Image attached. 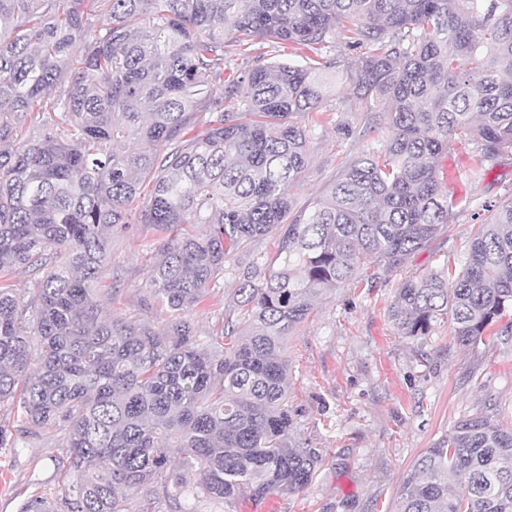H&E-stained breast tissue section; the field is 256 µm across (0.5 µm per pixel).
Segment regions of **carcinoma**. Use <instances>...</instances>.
<instances>
[{
    "mask_svg": "<svg viewBox=\"0 0 512 512\" xmlns=\"http://www.w3.org/2000/svg\"><path fill=\"white\" fill-rule=\"evenodd\" d=\"M342 31L369 47L354 102L389 135L296 212L310 137L296 117L321 111ZM228 37L272 39L281 59L226 84ZM454 140L476 145V176L512 152V0H0V406L18 412L0 448L65 441L56 488L21 512L308 486L323 456L288 442L286 339L324 296L393 276L448 230L459 202L435 161ZM133 224L167 237L147 279L162 331L102 311L112 236ZM273 231L275 258L236 270L238 323L198 335L190 315L227 259ZM509 310L512 201L461 268L405 278L387 313L400 336L446 321L471 345ZM396 512H512V431L459 421L415 460Z\"/></svg>",
    "mask_w": 512,
    "mask_h": 512,
    "instance_id": "carcinoma-1",
    "label": "carcinoma"
}]
</instances>
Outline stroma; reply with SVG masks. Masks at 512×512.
<instances>
[{
	"label": "stroma",
	"mask_w": 512,
	"mask_h": 512,
	"mask_svg": "<svg viewBox=\"0 0 512 512\" xmlns=\"http://www.w3.org/2000/svg\"><path fill=\"white\" fill-rule=\"evenodd\" d=\"M332 55L340 88L324 105L334 121L311 134L308 167L290 190L298 210L386 137L382 113L340 109L358 50L340 38ZM474 165L473 145L450 143L437 160L440 177L461 203L448 233L410 254L398 277L328 294L288 337L292 436L324 456L311 484L294 495L244 496L223 512H394L414 461L457 422L482 414L512 429V311L494 334L470 346L459 345L445 324L426 336H399L387 316L399 278L430 272L444 256L464 255L476 225L512 200V152L483 178H471ZM163 243L162 234L142 224L113 237L112 275L105 281L112 316L164 326L166 317L145 286ZM238 261L230 257L210 304L194 313L200 330L220 331L232 306ZM61 456L54 440L44 438L0 448V512H19L31 496L52 489Z\"/></svg>",
	"instance_id": "obj_1"
}]
</instances>
